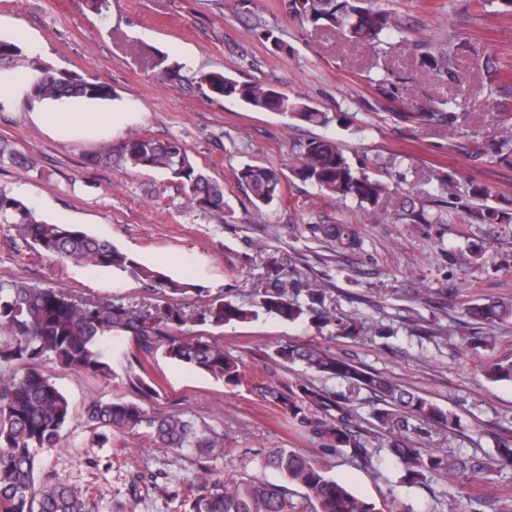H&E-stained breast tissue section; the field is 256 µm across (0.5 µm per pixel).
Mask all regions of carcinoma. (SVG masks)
<instances>
[{"mask_svg": "<svg viewBox=\"0 0 512 512\" xmlns=\"http://www.w3.org/2000/svg\"><path fill=\"white\" fill-rule=\"evenodd\" d=\"M288 15L315 30L338 32L348 41L364 43L375 53L383 52L386 39L401 32L394 10L375 6L372 0H283ZM467 43L448 40V47L419 53L421 71L441 81L459 82L457 62ZM26 60L18 44L0 38V69ZM487 89L504 98L512 97V80L501 76L493 61L485 62ZM217 97L233 98L256 111L291 115L316 125L329 122L326 113L258 82H239L221 71L198 77ZM34 101H104L113 98L109 85L66 69L36 65L29 85ZM422 124L447 125L455 121L453 112L431 107L412 114ZM496 160L512 164V115L503 118ZM94 161L134 171H162L180 188L187 203L205 213L224 214L230 205L224 187L212 180L190 158L185 145L176 140L159 141L144 135L103 146ZM290 175L318 187L329 198L353 201L361 207L378 208L392 188L378 174L356 169L342 144L332 136L316 137L299 145L298 163ZM235 181L256 209L280 197L284 173L276 168L246 163L234 171ZM469 196L480 201L477 219L488 224L512 221L508 212L483 203L487 190L471 186ZM395 222H442L440 215H427L413 203H403L392 213ZM0 222L10 224L20 240L39 251L95 268L124 273L150 285L163 295L196 292V285L174 280L139 263L111 242L65 224L39 221L19 200L0 194ZM314 235L350 250L357 235L349 224H315ZM466 315L487 323L512 318V301L492 300L468 304ZM272 314L294 322L302 316L321 328L339 326L350 336L356 325L336 317L325 305L324 292L314 283L295 280L289 284L275 274L268 278L252 300L245 304L215 298L191 315L168 305L156 314H145L110 299L79 301L71 295L26 281L0 280V512H93L91 499L62 483L36 484L41 453L55 447L73 419L70 402L39 365L44 359L110 378L121 369L126 384L146 400L159 396L158 385L146 370L157 353L206 373L227 385L242 383L239 362L224 353V347L208 337L187 338L179 329L187 323L222 327ZM276 355L291 364L352 384L383 402L371 419L384 430L380 442L400 465L397 484L412 487L429 481H450L469 471L502 472L512 468V443L497 441L495 455L487 462L470 458L460 448L443 454L417 448L411 435L424 425L446 427L457 416L419 396L389 377L359 367L329 348L312 344H288ZM485 375L492 381H512V361L487 364ZM257 389L301 427H310L326 441V446L346 454L364 466H374L377 449L367 436L351 427L350 397L336 396L309 384L288 389L260 384ZM94 442L103 447L112 443L116 431L134 432L149 439L156 448H197L203 453L220 445L211 428L196 424L177 411H150L127 400H90L83 412ZM262 467L278 470L287 484L269 483L258 476L214 480L202 485L181 503L182 512H302L293 501L288 485L302 490L310 512H381L376 504L355 496L327 475L317 462L286 448H272L262 458Z\"/></svg>", "mask_w": 512, "mask_h": 512, "instance_id": "1", "label": "carcinoma"}]
</instances>
